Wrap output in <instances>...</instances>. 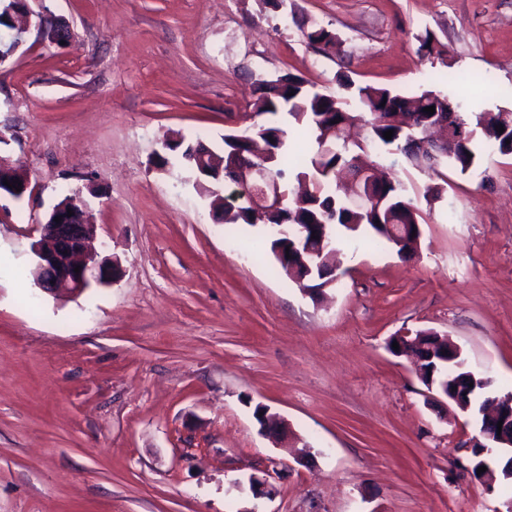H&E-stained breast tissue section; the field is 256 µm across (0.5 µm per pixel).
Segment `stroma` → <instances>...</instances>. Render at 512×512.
<instances>
[{
    "instance_id": "stroma-1",
    "label": "stroma",
    "mask_w": 512,
    "mask_h": 512,
    "mask_svg": "<svg viewBox=\"0 0 512 512\" xmlns=\"http://www.w3.org/2000/svg\"><path fill=\"white\" fill-rule=\"evenodd\" d=\"M69 23L29 29L0 65V157L30 189L0 197V512H505L512 482L461 467L475 433L390 337L430 329L512 392V155L477 142L467 173L371 151L419 209L404 256L336 243L309 294L247 255L263 225L216 223L172 137L224 149L258 80L292 73L447 95L512 113V0H29ZM332 30L325 54L303 28ZM433 33L442 55L419 51ZM440 188L426 201L427 188ZM85 193L112 284L40 290L30 246ZM284 418L278 448L254 417ZM266 479L256 494L252 478Z\"/></svg>"
}]
</instances>
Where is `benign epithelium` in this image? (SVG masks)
Here are the masks:
<instances>
[{
  "label": "benign epithelium",
  "mask_w": 512,
  "mask_h": 512,
  "mask_svg": "<svg viewBox=\"0 0 512 512\" xmlns=\"http://www.w3.org/2000/svg\"><path fill=\"white\" fill-rule=\"evenodd\" d=\"M10 5L4 10V21L14 26L18 35L17 44H22L26 28L16 24V18L29 14V0H8ZM236 140L243 148L229 158L230 167L239 175L238 191L249 197L255 214L260 217L280 208L285 193L279 183L274 180L262 164H254L248 159V149L252 148V137L238 136ZM19 181L21 190L7 188L4 182ZM357 180L346 179L348 186L346 203L356 210L364 209L368 204L367 196L356 186ZM29 188V178L17 168L0 158V195L6 194L14 199H21ZM88 204L78 193L63 205L53 208L46 223L40 225V237L31 244L36 258L35 283L42 291L57 295L67 293L80 295L91 288L108 286L121 273L116 257L102 256L89 249L90 240L95 233V225L90 223L87 214ZM61 221H55V218ZM302 242L306 243V251L321 255L329 247L327 225L305 224L301 227ZM317 238H311V235ZM80 271H74V268ZM399 344V352L411 354L418 364L427 362L433 365L452 366L456 370H464L466 374L459 378L452 376L436 387L427 383V390L447 400L448 408H454L466 416V422H475L471 410V394L478 387L490 386L491 380L482 373L467 370L461 349L435 331L418 332L415 335H400L391 338ZM447 354H442V351ZM263 412L260 417V429L279 447L286 446L290 439V427L283 418L269 414L267 407L259 406ZM486 420L502 422V428H512V396L489 398L486 409L482 411ZM478 435L472 437L470 448L480 449V455L492 453L495 448H511L512 440L505 436L494 435L476 425Z\"/></svg>",
  "instance_id": "benign-epithelium-1"
}]
</instances>
